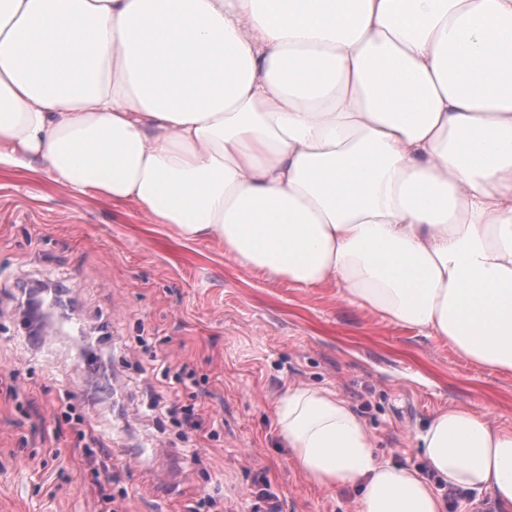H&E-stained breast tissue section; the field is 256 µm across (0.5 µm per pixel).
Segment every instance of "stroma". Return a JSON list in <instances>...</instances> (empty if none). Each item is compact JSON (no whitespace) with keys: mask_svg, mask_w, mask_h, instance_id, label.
Segmentation results:
<instances>
[{"mask_svg":"<svg viewBox=\"0 0 512 512\" xmlns=\"http://www.w3.org/2000/svg\"><path fill=\"white\" fill-rule=\"evenodd\" d=\"M61 281L73 327L94 344L25 339L17 276ZM168 355L187 378L155 368ZM291 384L336 390L375 448L422 468L412 438L451 406L512 421V374L463 360L447 341L183 245L135 205L0 170V512H355L353 487L324 489L291 460L272 413ZM158 394L194 407L198 431L157 424Z\"/></svg>","mask_w":512,"mask_h":512,"instance_id":"1","label":"stroma"}]
</instances>
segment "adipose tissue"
Returning <instances> with one entry per match:
<instances>
[{
  "label": "adipose tissue",
  "instance_id": "adipose-tissue-1",
  "mask_svg": "<svg viewBox=\"0 0 512 512\" xmlns=\"http://www.w3.org/2000/svg\"><path fill=\"white\" fill-rule=\"evenodd\" d=\"M512 373V0H0V169ZM273 412L356 512H512V423L452 406L386 461L336 391ZM445 498L448 499V512H497L494 502L486 495L458 492L455 498Z\"/></svg>",
  "mask_w": 512,
  "mask_h": 512
}]
</instances>
